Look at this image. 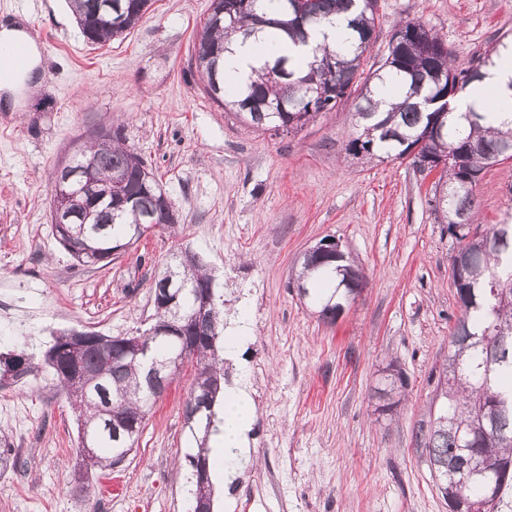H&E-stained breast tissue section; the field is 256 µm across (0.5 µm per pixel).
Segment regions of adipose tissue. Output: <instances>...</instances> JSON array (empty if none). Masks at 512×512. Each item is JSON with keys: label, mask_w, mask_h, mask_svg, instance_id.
Masks as SVG:
<instances>
[{"label": "adipose tissue", "mask_w": 512, "mask_h": 512, "mask_svg": "<svg viewBox=\"0 0 512 512\" xmlns=\"http://www.w3.org/2000/svg\"><path fill=\"white\" fill-rule=\"evenodd\" d=\"M25 42L29 50V61L24 70L0 72V91L8 98L19 99L22 94L33 92L37 87L36 73L41 64L36 42L18 24H0V43ZM512 80V63L498 62L491 68L485 79L473 83L460 97L455 107L457 111L476 110L491 112L495 117L512 115V96L503 89ZM222 422L212 441L210 450L221 467L225 483L235 478V463L243 457L247 434L253 421V405L245 389L239 385L224 388V401L221 410Z\"/></svg>", "instance_id": "ef3b65f1"}]
</instances>
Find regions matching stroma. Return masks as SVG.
I'll list each match as a JSON object with an SVG mask.
<instances>
[{"label": "stroma", "instance_id": "obj_1", "mask_svg": "<svg viewBox=\"0 0 512 512\" xmlns=\"http://www.w3.org/2000/svg\"><path fill=\"white\" fill-rule=\"evenodd\" d=\"M210 0H150L121 40L87 43L67 0H0V22L38 38L39 92L0 107V358L25 351L33 374L0 375V428L19 454L0 475V512H189L183 409L186 365L112 471L80 474L76 414L43 356L57 333L129 336L152 323V284L174 254L196 253L224 293V320H245L232 376L254 403L250 461L215 481V512H448L417 443L433 425L449 336L460 314L450 270L457 247L437 220L433 176L408 160L363 163L345 144L355 104L298 133L241 123L207 95L194 43ZM376 70L396 23L441 35L458 67L512 38V0H378ZM121 128L179 215L104 267L82 266L56 240L53 172L95 128ZM478 233L512 224V159L474 189ZM335 237L365 275L336 323L296 288L298 260ZM407 382L390 402L382 379ZM117 480L121 497L103 494Z\"/></svg>", "mask_w": 512, "mask_h": 512}]
</instances>
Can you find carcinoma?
<instances>
[{"mask_svg":"<svg viewBox=\"0 0 512 512\" xmlns=\"http://www.w3.org/2000/svg\"><path fill=\"white\" fill-rule=\"evenodd\" d=\"M108 7L97 14L95 2ZM143 0H68L76 22L88 28L94 43H104L134 27L142 14ZM225 16L208 15L195 42V64L210 98L233 111L253 128L291 134L322 112L344 100L356 101L357 131L345 151L357 159H402L416 144L419 154L441 165L438 183L448 196L436 203L442 222L470 258V271L463 279L452 277L461 315L450 336L448 365L444 374L445 402L435 426L424 435L430 468L444 486L455 483L467 503L485 502L494 512L495 500L512 492V224H495L482 235H471L478 205L474 187L480 175L497 163L502 150L512 148V121L507 128L488 124L485 112L458 113L454 101L469 85L486 76L485 53L475 66L457 69L448 48L436 33L420 21L394 26L388 55L371 75L362 64L369 50L368 39L377 24V0H311V12H285V0H222ZM338 13L349 15L347 47L331 51L321 45L311 48L301 60L279 49L262 60L240 86L233 99L224 98V56L235 52L232 38L264 37L273 44L307 45L311 34L331 23ZM386 85L402 89L404 99L389 111H379L377 93ZM448 116L441 117L443 108ZM92 159L80 169L78 179L103 198L98 208L81 211L57 234L61 247L78 263L94 266L109 256L112 246L137 243L148 231L175 230L167 205L142 176L151 172L141 157L122 141L120 131L84 143ZM126 179V189L137 202L122 204L111 195L113 181ZM318 265L303 258L297 277L300 296L311 298L320 316L336 321L346 303L362 287L363 277L353 265H338L329 257ZM177 279L197 293L210 292L214 278L195 260L188 266L173 261L169 266ZM195 297L181 306L178 334L140 338L148 354L161 364L193 345L189 353L195 364V386L185 403V424L196 443L188 455L194 489L209 479V434L215 427L214 405L224 384V301L213 293L209 319L190 321ZM501 353L499 362L487 365L489 347ZM32 374L35 363L21 351L0 360L8 374L18 360ZM59 386L78 413V448H93L87 469L110 470L125 460L142 434L152 400L157 393L148 368L140 359L125 354L118 336L89 332L75 338L55 337L45 354ZM17 467V456L6 430L0 429V473Z\"/></svg>","mask_w":512,"mask_h":512,"instance_id":"obj_1","label":"carcinoma"}]
</instances>
